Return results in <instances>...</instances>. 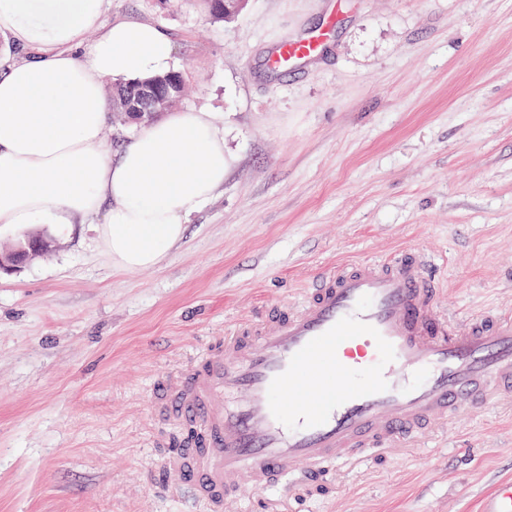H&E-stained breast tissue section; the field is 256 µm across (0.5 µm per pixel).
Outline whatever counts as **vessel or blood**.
<instances>
[{
    "instance_id": "vessel-or-blood-1",
    "label": "vessel or blood",
    "mask_w": 512,
    "mask_h": 512,
    "mask_svg": "<svg viewBox=\"0 0 512 512\" xmlns=\"http://www.w3.org/2000/svg\"><path fill=\"white\" fill-rule=\"evenodd\" d=\"M323 36L282 42L272 65L316 56ZM426 261L407 253L323 274L298 306L250 319L157 381L154 404L191 435L161 461L208 512L248 494L282 498L295 472L330 484L434 421L512 391V316L443 314ZM482 512H512V481Z\"/></svg>"
}]
</instances>
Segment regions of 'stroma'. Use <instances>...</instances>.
Returning <instances> with one entry per match:
<instances>
[{
	"instance_id": "35a3bbf8",
	"label": "stroma",
	"mask_w": 512,
	"mask_h": 512,
	"mask_svg": "<svg viewBox=\"0 0 512 512\" xmlns=\"http://www.w3.org/2000/svg\"><path fill=\"white\" fill-rule=\"evenodd\" d=\"M166 32L224 115V187L157 267L120 270L86 224L0 273V512H207L154 473L153 385L342 262L425 255L440 306L512 312V0H107ZM322 55L271 70L287 39ZM512 480V393L336 467L271 512H479Z\"/></svg>"
}]
</instances>
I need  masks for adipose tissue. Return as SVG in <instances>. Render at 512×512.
Segmentation results:
<instances>
[{
  "instance_id": "obj_1",
  "label": "adipose tissue",
  "mask_w": 512,
  "mask_h": 512,
  "mask_svg": "<svg viewBox=\"0 0 512 512\" xmlns=\"http://www.w3.org/2000/svg\"><path fill=\"white\" fill-rule=\"evenodd\" d=\"M103 0H0V35L31 49L0 72V226L90 224L113 265H159L234 158L224 119L175 110L120 152L104 138L110 79L147 81L176 63L170 39L102 21Z\"/></svg>"
}]
</instances>
